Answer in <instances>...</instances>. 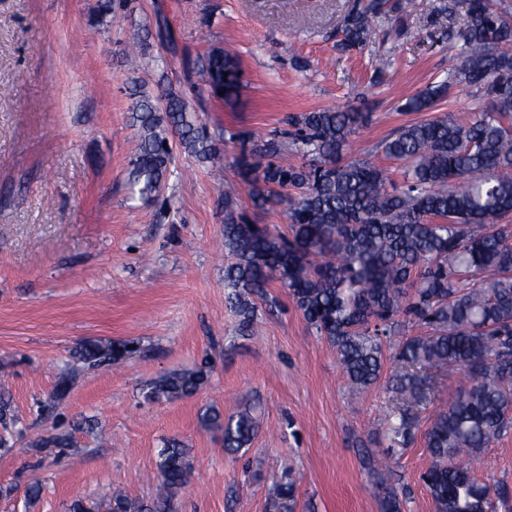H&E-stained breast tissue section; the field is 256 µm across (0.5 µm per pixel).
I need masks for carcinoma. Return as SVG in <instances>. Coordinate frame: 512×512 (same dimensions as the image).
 <instances>
[{"label":"carcinoma","mask_w":512,"mask_h":512,"mask_svg":"<svg viewBox=\"0 0 512 512\" xmlns=\"http://www.w3.org/2000/svg\"><path fill=\"white\" fill-rule=\"evenodd\" d=\"M385 0H355L343 21L341 52L362 50L376 21L388 19ZM448 38L459 64L448 79L404 104L430 111L449 82L482 93L488 105L456 119L436 117L400 128L377 149L400 164L402 183L364 159H342L365 112L322 109L288 118L289 128L265 137L237 131L238 174L254 211L281 204L283 233L251 224L224 202V268L229 303L246 332L254 299L268 300L274 281L307 324L336 349L349 387L364 392L380 379L387 339L399 318L427 332L398 342L404 373L399 392L426 397L433 383L422 371L443 363L463 371L467 385L435 411L425 433L431 464L422 480L436 512H497L506 490L472 470L473 458L512 430V19L489 0H469L466 19ZM195 75L214 95H237L236 56L212 49L199 56ZM224 94H219V91ZM132 125L139 143L128 182L148 203L161 193L174 147L201 163L221 155L188 101L173 90L154 97L133 91ZM126 343L88 340L73 358L89 366L118 363L134 353ZM203 368L175 370L143 388L145 400L189 397L204 385ZM204 427L223 432L224 448L250 446L259 424L250 409L226 417L208 408ZM157 497L133 501L120 489L72 501L69 512H166L192 474L190 449L172 440L156 464ZM382 512H401L394 490L381 488Z\"/></svg>","instance_id":"obj_1"}]
</instances>
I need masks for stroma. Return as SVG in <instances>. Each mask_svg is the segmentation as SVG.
I'll return each mask as SVG.
<instances>
[{"label":"stroma","mask_w":512,"mask_h":512,"mask_svg":"<svg viewBox=\"0 0 512 512\" xmlns=\"http://www.w3.org/2000/svg\"><path fill=\"white\" fill-rule=\"evenodd\" d=\"M354 0H131L106 16L99 0H0V399L16 419L0 447V512H68L107 485L154 497L165 442L190 450V482L172 512H276L272 486L296 484L293 512H381L365 453L389 457L387 484L402 512H434L420 480L430 464L425 432L433 402L408 405L394 390L400 365L386 350L380 382L352 393L331 344L317 336L279 285L258 302L250 335L227 301L224 202L252 222L287 231L281 206L250 213L237 175L238 142H220L215 168L176 150L163 190L172 208L134 200L127 169L137 132L132 89H173L210 133L263 136L288 116L354 109L369 120L356 148L401 181L378 144L429 117L475 112L476 89L452 85L431 112L407 98L447 79L458 62L448 25L468 0H388L410 34L377 27L358 52L342 53ZM176 50L151 35L157 18ZM233 48L242 74L232 103L195 85L193 66ZM391 64L376 72L377 55ZM87 340L131 341L136 356L84 370L64 396L60 372ZM207 366L193 396L148 402L143 386L164 373ZM252 408L259 431L235 455L205 429L206 407ZM408 410L407 436L388 439L390 415ZM55 434L67 449L45 448ZM477 478L512 491V432L474 461ZM39 482V498L26 494Z\"/></svg>","instance_id":"stroma-1"}]
</instances>
